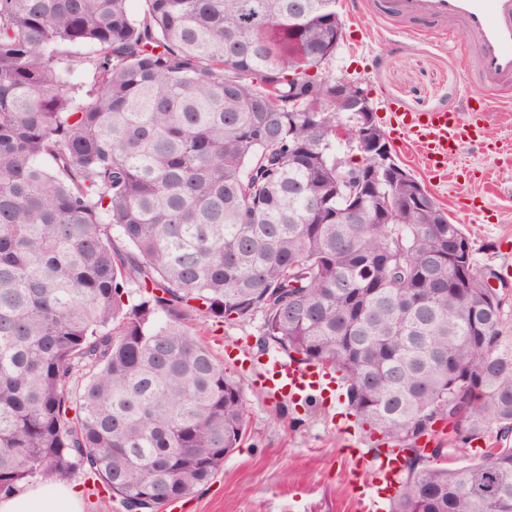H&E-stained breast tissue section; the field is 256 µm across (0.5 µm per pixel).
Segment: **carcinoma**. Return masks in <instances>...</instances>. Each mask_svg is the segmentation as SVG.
I'll return each mask as SVG.
<instances>
[{
	"instance_id": "1",
	"label": "carcinoma",
	"mask_w": 512,
	"mask_h": 512,
	"mask_svg": "<svg viewBox=\"0 0 512 512\" xmlns=\"http://www.w3.org/2000/svg\"><path fill=\"white\" fill-rule=\"evenodd\" d=\"M143 2L0 0V497L80 469L155 512L208 482L245 409L193 322L259 313L264 345L341 373L375 445L413 449L393 512H512L504 298L413 182L350 203L384 162L337 168L336 0Z\"/></svg>"
}]
</instances>
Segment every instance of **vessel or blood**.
I'll list each match as a JSON object with an SVG mask.
<instances>
[{"label":"vessel or blood","instance_id":"obj_1","mask_svg":"<svg viewBox=\"0 0 512 512\" xmlns=\"http://www.w3.org/2000/svg\"><path fill=\"white\" fill-rule=\"evenodd\" d=\"M391 8L423 20L428 30L460 37L463 49H476L468 71L471 90L465 108L439 106L412 111L393 101H385L407 144L417 147L420 159L434 170H442L449 154L463 148L481 147L479 134L466 130L463 113L488 111L489 91L512 92V0H377V11ZM259 383L274 399L294 405H307L340 396L339 373L308 365L288 357L261 361ZM402 474L398 454L384 455L376 465L371 483L359 489L366 501V512H384L395 495Z\"/></svg>","mask_w":512,"mask_h":512}]
</instances>
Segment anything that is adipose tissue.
Instances as JSON below:
<instances>
[{
    "instance_id": "1",
    "label": "adipose tissue",
    "mask_w": 512,
    "mask_h": 512,
    "mask_svg": "<svg viewBox=\"0 0 512 512\" xmlns=\"http://www.w3.org/2000/svg\"><path fill=\"white\" fill-rule=\"evenodd\" d=\"M0 512H83V502L72 486L42 480L0 498Z\"/></svg>"
}]
</instances>
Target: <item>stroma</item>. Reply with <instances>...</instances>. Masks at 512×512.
Instances as JSON below:
<instances>
[{
	"label": "stroma",
	"instance_id": "stroma-1",
	"mask_svg": "<svg viewBox=\"0 0 512 512\" xmlns=\"http://www.w3.org/2000/svg\"><path fill=\"white\" fill-rule=\"evenodd\" d=\"M345 36L332 71L355 80L373 103L389 99L411 110L460 102L466 95L465 62L450 42L417 32L415 25L378 15L372 0H339ZM484 148L449 156L439 177L395 133L387 138L399 159L470 236L476 261L501 276L509 296L505 332L512 333V107L491 106L480 123ZM261 317L203 324V339L216 355L242 344L261 353ZM241 386L245 427L239 448L204 485L158 512H362L356 469L336 410L300 409L269 398L248 367L225 361Z\"/></svg>",
	"mask_w": 512,
	"mask_h": 512
}]
</instances>
